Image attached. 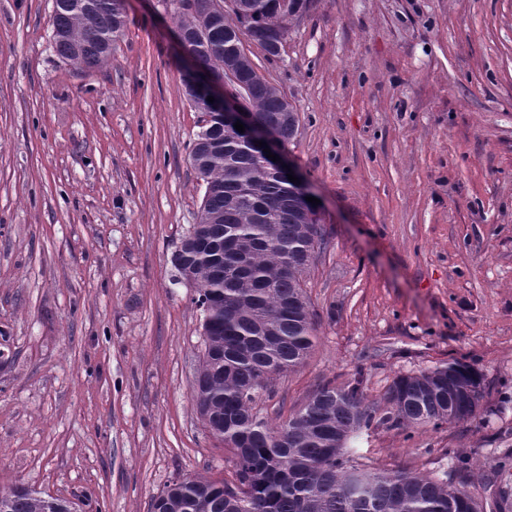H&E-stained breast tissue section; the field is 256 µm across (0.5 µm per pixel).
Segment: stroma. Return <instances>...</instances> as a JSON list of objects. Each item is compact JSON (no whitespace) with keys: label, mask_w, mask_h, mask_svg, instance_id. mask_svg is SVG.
Here are the masks:
<instances>
[{"label":"stroma","mask_w":512,"mask_h":512,"mask_svg":"<svg viewBox=\"0 0 512 512\" xmlns=\"http://www.w3.org/2000/svg\"><path fill=\"white\" fill-rule=\"evenodd\" d=\"M125 4L111 61L81 71L54 49L53 0H0V493L76 512H151L178 476L235 481L192 399L203 315L172 263L203 197L202 114L166 0ZM244 50L298 114L282 150L326 240L315 346L263 416L359 370L378 400L468 364L476 419L354 446L512 512V0H304L279 55Z\"/></svg>","instance_id":"35a3bbf8"}]
</instances>
